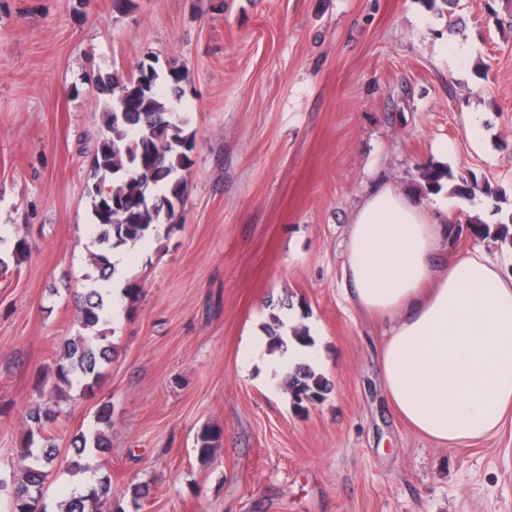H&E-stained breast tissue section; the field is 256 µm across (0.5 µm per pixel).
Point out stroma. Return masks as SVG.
<instances>
[{
    "label": "stroma",
    "mask_w": 512,
    "mask_h": 512,
    "mask_svg": "<svg viewBox=\"0 0 512 512\" xmlns=\"http://www.w3.org/2000/svg\"><path fill=\"white\" fill-rule=\"evenodd\" d=\"M188 71L196 131L183 221L124 252L141 294L114 317L95 396L71 392L59 448L112 406L97 458L124 512H512V426L471 445L409 428L383 388L388 325L342 280L350 216L383 182L428 196L429 161L512 210V0H0V476L94 273L87 188L104 99L91 71ZM313 339L332 384L292 409L256 360L272 317ZM223 431L200 461L204 426ZM147 494L134 499V487Z\"/></svg>",
    "instance_id": "1"
}]
</instances>
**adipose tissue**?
<instances>
[{
  "label": "adipose tissue",
  "instance_id": "adipose-tissue-1",
  "mask_svg": "<svg viewBox=\"0 0 512 512\" xmlns=\"http://www.w3.org/2000/svg\"><path fill=\"white\" fill-rule=\"evenodd\" d=\"M448 206L385 183L353 212L343 281L390 325L379 350L396 414L442 443L512 424V277L481 251L448 250Z\"/></svg>",
  "mask_w": 512,
  "mask_h": 512
}]
</instances>
